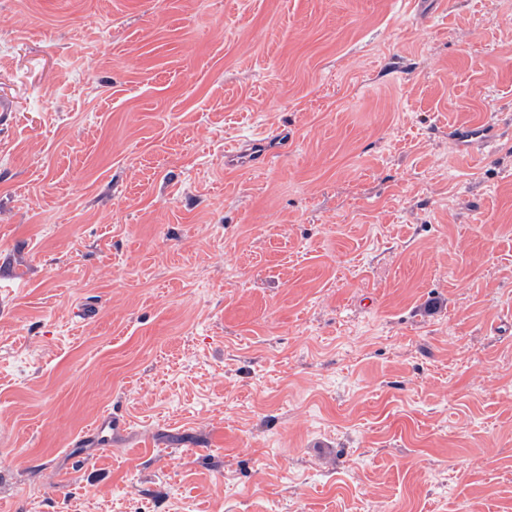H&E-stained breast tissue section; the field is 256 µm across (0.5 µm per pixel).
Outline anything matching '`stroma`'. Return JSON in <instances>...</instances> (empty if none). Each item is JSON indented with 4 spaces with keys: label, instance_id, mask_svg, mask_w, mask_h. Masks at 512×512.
Instances as JSON below:
<instances>
[{
    "label": "stroma",
    "instance_id": "obj_1",
    "mask_svg": "<svg viewBox=\"0 0 512 512\" xmlns=\"http://www.w3.org/2000/svg\"><path fill=\"white\" fill-rule=\"evenodd\" d=\"M0 96V512H512V0H0Z\"/></svg>",
    "mask_w": 512,
    "mask_h": 512
}]
</instances>
